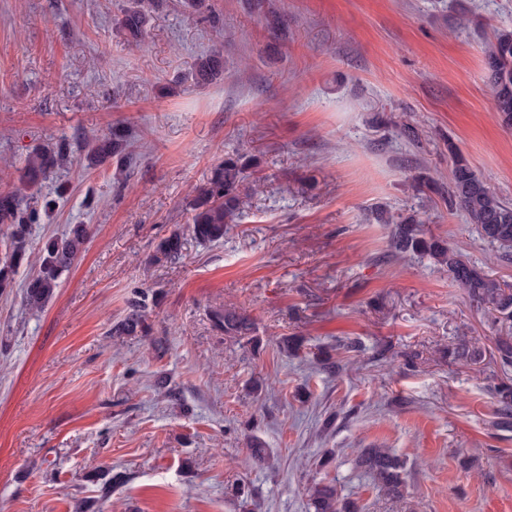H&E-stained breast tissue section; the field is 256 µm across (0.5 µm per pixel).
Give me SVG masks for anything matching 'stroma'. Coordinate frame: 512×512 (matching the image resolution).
<instances>
[{"label": "stroma", "instance_id": "35a3bbf8", "mask_svg": "<svg viewBox=\"0 0 512 512\" xmlns=\"http://www.w3.org/2000/svg\"><path fill=\"white\" fill-rule=\"evenodd\" d=\"M127 4L0 0V192L22 189L33 151L117 123L136 158L125 184L75 162L37 193L56 205L35 245L72 224L89 238L42 311L22 302L35 265L0 292V512H311L317 482L361 512H512V432L490 394L512 379L495 357L512 324L429 258L392 255L376 219L419 213L512 288V263L438 192L459 155L512 202V131L483 54L512 0H209L218 30L163 0L138 45L117 28ZM215 48L223 78L194 84ZM229 154L256 158L264 185L203 244L189 202ZM175 231L182 250L163 257ZM137 288L154 294L150 337L112 335ZM227 303L259 347L213 329ZM288 336L305 356L280 349ZM464 339L483 359L449 364ZM350 340L340 372L320 366ZM375 446L405 461L403 498L357 466ZM104 472L125 477L106 496Z\"/></svg>", "mask_w": 512, "mask_h": 512}]
</instances>
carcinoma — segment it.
<instances>
[{
    "instance_id": "obj_1",
    "label": "carcinoma",
    "mask_w": 512,
    "mask_h": 512,
    "mask_svg": "<svg viewBox=\"0 0 512 512\" xmlns=\"http://www.w3.org/2000/svg\"><path fill=\"white\" fill-rule=\"evenodd\" d=\"M148 20L144 5L134 3L121 10L117 20L119 30L129 39L140 41ZM485 65L490 86L493 110L502 125L512 129V29L492 32L485 46ZM224 75V64L219 55L206 54L197 59L190 76L198 85L213 83ZM130 135L125 127L115 125L104 135L86 138L74 155L69 143L61 141L28 156L21 180L31 194L17 190L0 193V224L6 225L4 249L0 251V292L13 287L15 276L23 264L30 263L33 252L32 225L41 220L32 190L38 189L45 174L64 167L76 157L86 169L115 165V174L125 171L124 163L130 155ZM251 160L243 155L224 156L215 165L207 181L196 189L192 199L190 231L202 243L224 241L230 224L239 222L244 198L252 190L246 183ZM448 208L461 212L467 223L476 226L483 240L496 248L497 257L512 260V203L499 197L487 178L474 171L463 158H458L448 182ZM423 221L415 214L400 215L393 223L390 238L391 251L396 255L427 256L478 306L496 313V319L512 323V291L484 274L477 266L448 244L433 236L426 237ZM88 239L85 224H72L61 237L49 239L38 249V269L26 281L23 291L25 306L31 311L41 310L60 285L62 273L68 270L82 253ZM180 234L173 233L158 244V252L174 256L181 252ZM149 293L136 289L127 302L126 313L112 327L114 336H150L147 322ZM215 330L224 336L254 342L255 320L226 305L211 312ZM496 350L502 364L512 366V336H500ZM483 357L482 347L461 341L448 348V363L474 364ZM497 417L496 425L504 431L512 430V384L502 382L492 392ZM359 465L374 482L379 492L390 499L403 497L407 488L408 471L405 462L388 448H365L359 456ZM313 512H356L357 506L341 497L333 483H316L309 489Z\"/></svg>"
}]
</instances>
